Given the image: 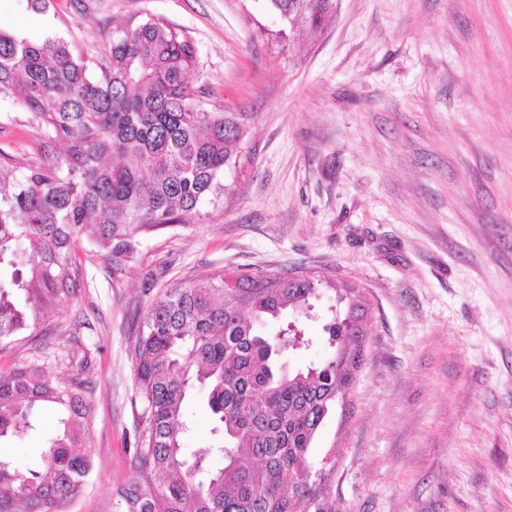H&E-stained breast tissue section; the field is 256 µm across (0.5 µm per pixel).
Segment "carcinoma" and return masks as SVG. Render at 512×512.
<instances>
[{
	"label": "carcinoma",
	"mask_w": 512,
	"mask_h": 512,
	"mask_svg": "<svg viewBox=\"0 0 512 512\" xmlns=\"http://www.w3.org/2000/svg\"><path fill=\"white\" fill-rule=\"evenodd\" d=\"M263 2L293 27H320L308 0ZM195 61L193 42L155 18L112 34L98 77L61 37L32 42L0 30V98L64 144L45 164L0 168V342L37 332L46 312L76 296L78 242L120 276L140 260L142 236L190 223L227 190L221 178L240 167L251 115L200 107L186 81ZM235 277L233 288L220 271L168 289L134 330L139 411L126 512H336V453L309 455L355 383L362 315L333 314L323 325L332 357L291 370L285 353L310 338L262 327L287 308L311 318L322 280ZM69 362L75 372L56 380L36 361L0 373V442L34 431L37 411H61L40 468L0 458V512H59L92 471L91 358ZM198 393L216 441L189 453L183 412Z\"/></svg>",
	"instance_id": "cac0c4a2"
}]
</instances>
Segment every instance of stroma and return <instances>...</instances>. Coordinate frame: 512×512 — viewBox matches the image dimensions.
<instances>
[{"label":"stroma","instance_id":"obj_1","mask_svg":"<svg viewBox=\"0 0 512 512\" xmlns=\"http://www.w3.org/2000/svg\"><path fill=\"white\" fill-rule=\"evenodd\" d=\"M131 18L187 36L197 101L252 120L228 197L143 236L119 277L78 245L75 299L0 343V371L94 356V468L66 512H125L134 328L166 289L222 270L359 291L360 369L312 450L337 453V512H512V0H338L314 32L260 0H54L41 15L0 0V29L38 39L49 22L95 73ZM48 152L1 99L0 158ZM40 420L0 456L37 468L56 429Z\"/></svg>","mask_w":512,"mask_h":512}]
</instances>
